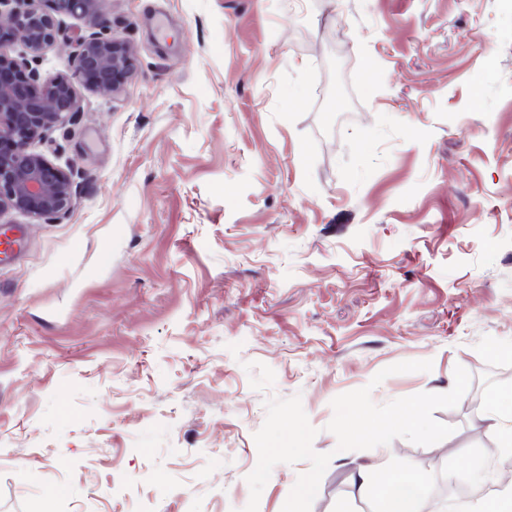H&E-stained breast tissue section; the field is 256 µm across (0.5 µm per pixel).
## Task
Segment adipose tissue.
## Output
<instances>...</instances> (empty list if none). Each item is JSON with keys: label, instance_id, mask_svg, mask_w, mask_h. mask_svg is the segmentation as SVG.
Listing matches in <instances>:
<instances>
[{"label": "adipose tissue", "instance_id": "obj_1", "mask_svg": "<svg viewBox=\"0 0 512 512\" xmlns=\"http://www.w3.org/2000/svg\"><path fill=\"white\" fill-rule=\"evenodd\" d=\"M486 416L496 435L495 453H512V392L492 394L486 404ZM430 478L417 465L409 463L379 475L358 474V491L376 499L381 512H425Z\"/></svg>", "mask_w": 512, "mask_h": 512}]
</instances>
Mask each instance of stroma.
<instances>
[{"instance_id":"35a3bbf8","label":"stroma","mask_w":512,"mask_h":512,"mask_svg":"<svg viewBox=\"0 0 512 512\" xmlns=\"http://www.w3.org/2000/svg\"><path fill=\"white\" fill-rule=\"evenodd\" d=\"M102 2L136 69L33 145L75 206L0 216L28 229L0 265V512H242L270 396L331 456L311 512H374L363 465L467 475L483 409L436 410L429 446L326 426L458 365L512 390V0ZM309 468L276 465L258 512Z\"/></svg>"}]
</instances>
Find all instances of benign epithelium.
I'll return each mask as SVG.
<instances>
[{
    "label": "benign epithelium",
    "mask_w": 512,
    "mask_h": 512,
    "mask_svg": "<svg viewBox=\"0 0 512 512\" xmlns=\"http://www.w3.org/2000/svg\"><path fill=\"white\" fill-rule=\"evenodd\" d=\"M89 21L70 40V74L41 78L33 63L59 39L64 20ZM21 51H9L14 45ZM136 60L114 35L100 0H0V216L62 220L75 201L73 174L32 150V144L81 111L77 86L118 93Z\"/></svg>",
    "instance_id": "1"
}]
</instances>
